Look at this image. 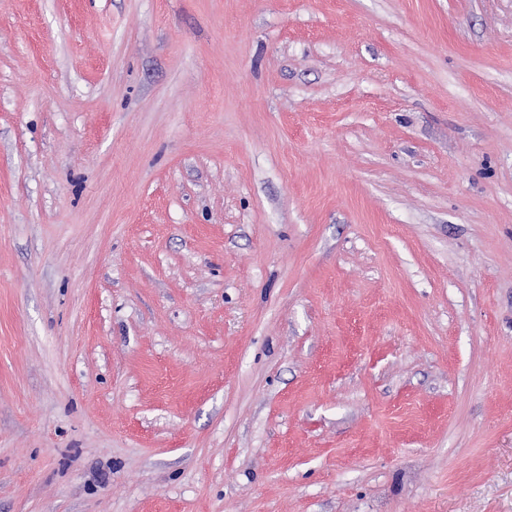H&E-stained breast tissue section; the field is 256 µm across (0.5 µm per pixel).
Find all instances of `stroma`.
<instances>
[{"mask_svg":"<svg viewBox=\"0 0 512 512\" xmlns=\"http://www.w3.org/2000/svg\"><path fill=\"white\" fill-rule=\"evenodd\" d=\"M0 512H512V0H0Z\"/></svg>","mask_w":512,"mask_h":512,"instance_id":"35a3bbf8","label":"stroma"}]
</instances>
